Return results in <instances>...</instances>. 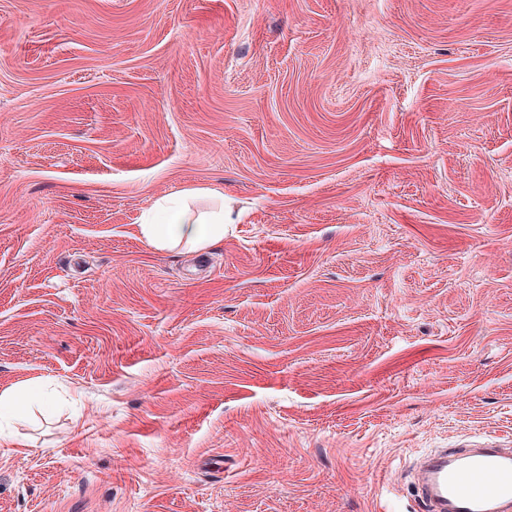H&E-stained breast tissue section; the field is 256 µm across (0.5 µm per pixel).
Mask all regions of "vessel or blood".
<instances>
[{"mask_svg": "<svg viewBox=\"0 0 512 512\" xmlns=\"http://www.w3.org/2000/svg\"><path fill=\"white\" fill-rule=\"evenodd\" d=\"M422 512H512V448H439L411 475Z\"/></svg>", "mask_w": 512, "mask_h": 512, "instance_id": "obj_1", "label": "vessel or blood"}]
</instances>
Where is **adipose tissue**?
<instances>
[{
	"instance_id": "adipose-tissue-1",
	"label": "adipose tissue",
	"mask_w": 512,
	"mask_h": 512,
	"mask_svg": "<svg viewBox=\"0 0 512 512\" xmlns=\"http://www.w3.org/2000/svg\"><path fill=\"white\" fill-rule=\"evenodd\" d=\"M197 191L190 190L155 201L149 217L140 226L143 239L158 250L202 251L224 237L223 205L206 210L191 205Z\"/></svg>"
}]
</instances>
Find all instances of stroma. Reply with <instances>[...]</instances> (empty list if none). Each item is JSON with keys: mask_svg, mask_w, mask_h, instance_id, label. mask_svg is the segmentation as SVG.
Instances as JSON below:
<instances>
[{"mask_svg": "<svg viewBox=\"0 0 512 512\" xmlns=\"http://www.w3.org/2000/svg\"><path fill=\"white\" fill-rule=\"evenodd\" d=\"M223 194L159 252L154 201ZM0 512H420L512 448V0H0ZM210 190H190L157 199L149 217L139 224L143 239L156 250L188 249L203 251L224 239V196L221 204L196 210L191 201ZM35 402L49 405V396L36 384H24L0 392V423L18 410ZM423 512H511L512 448H439L421 456L411 475Z\"/></svg>", "mask_w": 512, "mask_h": 512, "instance_id": "obj_1", "label": "stroma"}]
</instances>
